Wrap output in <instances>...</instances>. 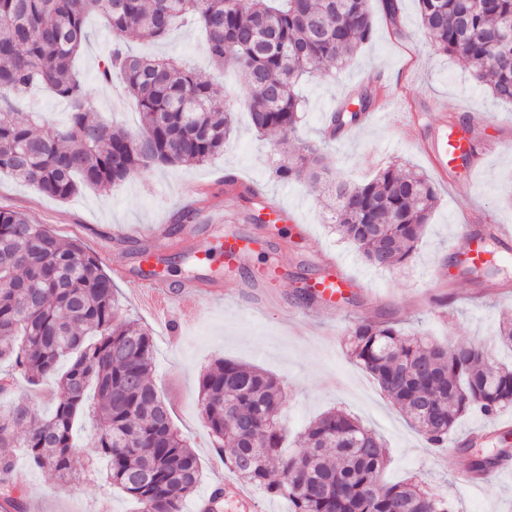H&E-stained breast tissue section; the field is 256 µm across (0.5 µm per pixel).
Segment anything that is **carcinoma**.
<instances>
[{"label":"carcinoma","mask_w":512,"mask_h":512,"mask_svg":"<svg viewBox=\"0 0 512 512\" xmlns=\"http://www.w3.org/2000/svg\"><path fill=\"white\" fill-rule=\"evenodd\" d=\"M435 48L463 60L493 98L512 103V0H419ZM205 33L203 52L217 67L246 80L248 110L260 133L293 135L304 104L296 87L328 62L342 66L372 34L369 0H0V175L66 201L83 188L109 189L157 166L204 164L224 151L234 111L202 71L175 58H146L123 48L127 37L166 39L185 15ZM99 17L115 44L101 74L118 73L135 99L141 131L132 135L89 118L90 96L73 70L88 40L86 18ZM43 85L65 99L68 120L43 136L35 112L14 101ZM373 103L352 95L331 118L330 135L360 123ZM284 183L330 188L328 221L364 260L391 269L409 262L437 195L422 172L392 163L369 182L333 177L324 144L300 143L279 163ZM458 275L497 274L503 259L478 265L453 258ZM112 278L76 240L62 242L28 214L0 208V392L23 380L52 378L59 393L44 417L24 398L0 410V448H21L62 480L75 471V426L87 392L98 406L91 445L109 461L107 478L140 512H182L201 481L200 462L173 424L152 381L154 344L148 329L124 320ZM350 357L427 442L448 444L457 420L474 411L493 416L512 406V367L482 344L452 347L407 335L393 321L362 320L344 339ZM284 405L279 380L222 359L201 376L199 406L224 467L249 486L288 499L289 512H454L448 496L424 481L381 480L387 449L375 431L343 410L329 411L281 453L277 427ZM470 471L483 476L512 457L507 437L462 441Z\"/></svg>","instance_id":"obj_1"}]
</instances>
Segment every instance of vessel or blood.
Here are the masks:
<instances>
[{
	"mask_svg": "<svg viewBox=\"0 0 512 512\" xmlns=\"http://www.w3.org/2000/svg\"><path fill=\"white\" fill-rule=\"evenodd\" d=\"M422 146L427 152L433 167L440 173H448L461 156L468 152L467 138L449 131L447 124L434 128L429 139ZM262 239L245 232L234 224L221 225L216 237L205 243L194 245L189 256L198 268L206 269L213 264H222L225 271L233 273L248 264L252 254L262 248ZM140 273L131 276L128 269L114 267L115 276L122 280H133L140 294L157 301L155 313L160 319H168L169 309L178 298L169 277L163 270V256L157 250L142 251L137 259ZM302 285L315 295L321 311H335L336 305L356 286L355 280L344 274L335 260L320 255L318 269L313 277L303 279ZM225 502L236 504L240 512H253L255 501L239 485L225 482Z\"/></svg>",
	"mask_w": 512,
	"mask_h": 512,
	"instance_id": "1",
	"label": "vessel or blood"
}]
</instances>
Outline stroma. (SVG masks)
<instances>
[{
    "instance_id": "1",
    "label": "stroma",
    "mask_w": 512,
    "mask_h": 512,
    "mask_svg": "<svg viewBox=\"0 0 512 512\" xmlns=\"http://www.w3.org/2000/svg\"><path fill=\"white\" fill-rule=\"evenodd\" d=\"M373 33L343 67L328 66L299 88L305 107L297 137L258 133L250 124L243 102L245 82L233 69H206V76L226 86L236 103L234 132L223 153L204 165L160 167L108 190L86 189L67 202L40 193L31 185L0 177V208L21 211L48 225L62 238L79 237L90 252L107 246L111 258L105 270L133 265L139 250L154 247L145 229L168 236L171 245L169 276L182 285L191 269L182 254L190 244L188 226L237 219L245 229L267 241L255 265L277 262L287 266L288 278L279 282L280 309L256 311L260 289L240 287L225 277L222 267L209 272L222 291L205 299L187 293L182 302L197 307L199 317L169 335L151 305L131 281H116L124 318L150 330L154 342L153 381L167 403L175 427L199 457L202 488L227 477L224 456L198 408L199 380L205 368L232 359L265 370L284 386L282 426L287 444H294L308 424L322 413L344 408L373 429L389 449L386 481L426 479L446 492L456 512H512V477L476 488L459 474L470 457L459 448L470 432L496 425L512 426V407L486 419L469 415L458 420L447 447H430L405 416L381 393L377 382L347 355L343 339L360 319L396 321L409 335L430 336L444 343L491 342L502 318L512 316V240L498 251L511 262L497 279L462 278L452 267L453 256L466 253L471 235L462 226L469 213L512 229V104L494 100L456 58L436 51L419 17L416 0H402L398 22H391L380 0H371ZM89 41L75 61V69L91 98L92 115L129 132L139 124L138 109L119 79L103 80L99 63L112 48V33L97 18L87 22ZM200 34L183 22L168 39L147 44L130 40L134 52L152 57H178L201 62ZM360 89L375 99L395 94L388 112L377 123L361 122L329 142V161L343 178L354 183L372 179L392 161L408 164L432 181L438 202L429 217L421 243L404 266L379 270L342 240L327 221L323 193L301 183L282 184L273 168L294 155L299 140H320L332 111ZM27 110L40 113L41 133L53 132L68 118L67 103L44 89L33 90ZM468 120L475 147L468 168L440 176L422 150L418 138L440 123L441 113ZM233 173L260 181L266 195L286 202L292 223L258 221L257 209L226 192L220 179ZM195 215L183 219L185 200ZM304 226L299 236L296 226ZM336 256L360 287L353 303L327 318H316L314 304L303 302L294 279L311 274L313 251ZM15 468L23 478L16 512H133L132 500L113 488L102 470L87 467L86 454L77 456V476L59 480L52 473L16 455Z\"/></svg>"
}]
</instances>
